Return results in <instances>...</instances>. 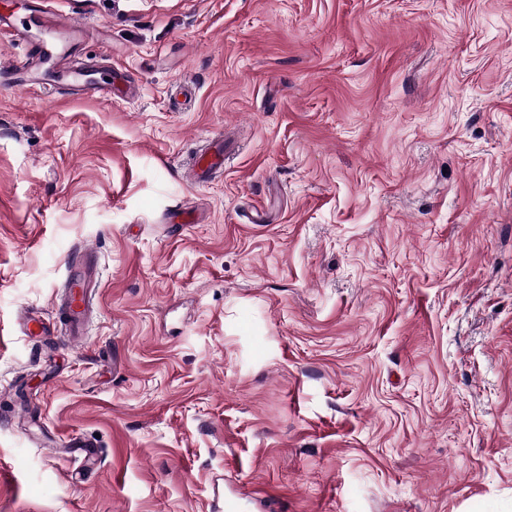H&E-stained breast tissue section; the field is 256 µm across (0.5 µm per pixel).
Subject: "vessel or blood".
<instances>
[{
	"label": "vessel or blood",
	"mask_w": 512,
	"mask_h": 512,
	"mask_svg": "<svg viewBox=\"0 0 512 512\" xmlns=\"http://www.w3.org/2000/svg\"><path fill=\"white\" fill-rule=\"evenodd\" d=\"M223 166L224 135L219 132L205 139L199 154L189 163V174L193 182L207 184L218 177ZM101 274L96 251L87 246L76 247L67 260L65 296L54 319L47 322L27 311L19 319L20 327L30 336L56 334L69 343L81 340L94 311Z\"/></svg>",
	"instance_id": "1"
}]
</instances>
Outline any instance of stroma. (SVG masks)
<instances>
[{
    "label": "stroma",
    "instance_id": "35a3bbf8",
    "mask_svg": "<svg viewBox=\"0 0 512 512\" xmlns=\"http://www.w3.org/2000/svg\"><path fill=\"white\" fill-rule=\"evenodd\" d=\"M28 47L134 92L15 86ZM79 245L88 336L25 335ZM229 484L239 512H512V0H10L0 512ZM224 166V134L223 132L208 136L199 154L189 163L191 180L199 184H207L218 177Z\"/></svg>",
    "mask_w": 512,
    "mask_h": 512
}]
</instances>
